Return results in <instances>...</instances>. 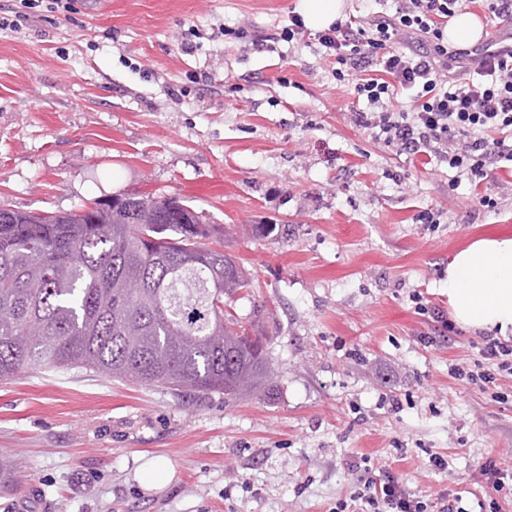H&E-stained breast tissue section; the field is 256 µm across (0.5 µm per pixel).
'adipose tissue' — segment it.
I'll return each instance as SVG.
<instances>
[{"instance_id":"obj_1","label":"adipose tissue","mask_w":512,"mask_h":512,"mask_svg":"<svg viewBox=\"0 0 512 512\" xmlns=\"http://www.w3.org/2000/svg\"><path fill=\"white\" fill-rule=\"evenodd\" d=\"M448 304L460 326L512 331V233L496 232L462 246L448 264Z\"/></svg>"}]
</instances>
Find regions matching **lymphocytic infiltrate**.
<instances>
[{
	"label": "lymphocytic infiltrate",
	"instance_id": "obj_1",
	"mask_svg": "<svg viewBox=\"0 0 512 512\" xmlns=\"http://www.w3.org/2000/svg\"><path fill=\"white\" fill-rule=\"evenodd\" d=\"M372 2L361 22L317 36L337 81L353 80L364 103L353 122L396 154L448 165L471 186L493 181L494 163L512 162V52L449 47L444 30L463 0H395L391 10ZM452 62L461 75L449 73ZM402 93L409 108H394ZM480 353L493 371L452 373L495 391L498 378L512 377V340L485 336ZM360 482L362 491L338 501L336 512H429L393 475L375 479L367 465Z\"/></svg>",
	"mask_w": 512,
	"mask_h": 512
}]
</instances>
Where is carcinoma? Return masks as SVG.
<instances>
[{
	"instance_id": "obj_1",
	"label": "carcinoma",
	"mask_w": 512,
	"mask_h": 512,
	"mask_svg": "<svg viewBox=\"0 0 512 512\" xmlns=\"http://www.w3.org/2000/svg\"><path fill=\"white\" fill-rule=\"evenodd\" d=\"M219 233L175 198L0 208V381L82 368L226 401L273 390L267 339L224 312L250 283L202 242Z\"/></svg>"
}]
</instances>
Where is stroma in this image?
<instances>
[{"mask_svg": "<svg viewBox=\"0 0 512 512\" xmlns=\"http://www.w3.org/2000/svg\"><path fill=\"white\" fill-rule=\"evenodd\" d=\"M298 3L0 0V18L30 13L0 30V207L137 193L223 227L252 281L227 308L247 322L262 305L275 386L228 402L82 369L0 382V512H332L362 459L426 500L512 512V482L481 473L512 472V379L501 403L456 379L480 332L416 309L447 308L458 248L512 229V167L490 211L446 166L374 142L317 39L285 38ZM426 209L439 224L417 223ZM145 455L173 466L164 490L144 486Z\"/></svg>", "mask_w": 512, "mask_h": 512, "instance_id": "stroma-1", "label": "stroma"}]
</instances>
